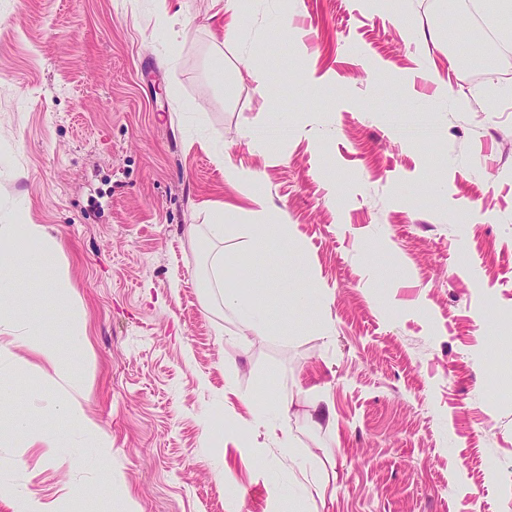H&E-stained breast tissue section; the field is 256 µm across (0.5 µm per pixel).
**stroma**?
<instances>
[{"label": "stroma", "mask_w": 512, "mask_h": 512, "mask_svg": "<svg viewBox=\"0 0 512 512\" xmlns=\"http://www.w3.org/2000/svg\"><path fill=\"white\" fill-rule=\"evenodd\" d=\"M468 2L249 0L229 34L218 0H0V224L42 225L70 282L14 284L62 371L17 347L0 372V512L29 491L70 512H512V41L490 0L448 41ZM216 149L298 235L246 273L263 336L204 286L235 245L213 208L249 205ZM302 264L319 289L297 305ZM74 393L118 486L60 409ZM244 395L273 425L288 407L292 459ZM20 413L64 435L53 456Z\"/></svg>", "instance_id": "stroma-1"}]
</instances>
